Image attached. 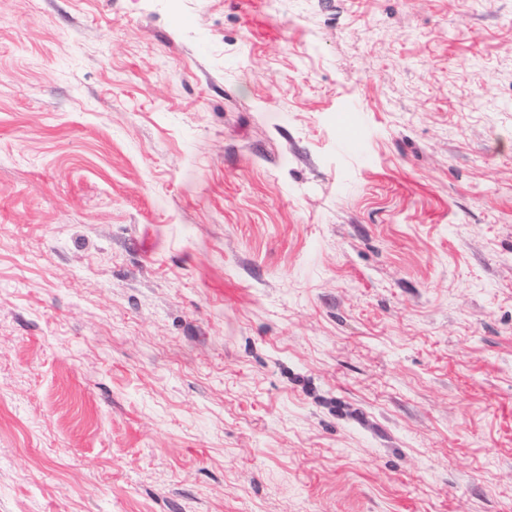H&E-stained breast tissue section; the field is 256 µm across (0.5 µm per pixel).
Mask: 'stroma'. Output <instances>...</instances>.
Wrapping results in <instances>:
<instances>
[{
	"instance_id": "35a3bbf8",
	"label": "stroma",
	"mask_w": 512,
	"mask_h": 512,
	"mask_svg": "<svg viewBox=\"0 0 512 512\" xmlns=\"http://www.w3.org/2000/svg\"><path fill=\"white\" fill-rule=\"evenodd\" d=\"M0 512H512V0H0Z\"/></svg>"
}]
</instances>
